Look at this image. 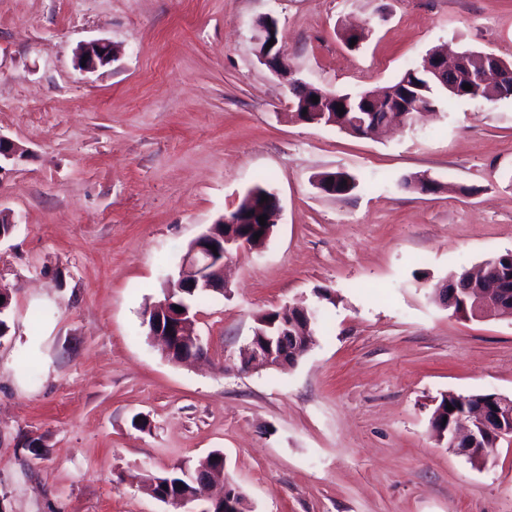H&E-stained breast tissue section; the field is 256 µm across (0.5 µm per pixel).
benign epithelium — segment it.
Instances as JSON below:
<instances>
[{
  "instance_id": "7a95c632",
  "label": "benign epithelium",
  "mask_w": 512,
  "mask_h": 512,
  "mask_svg": "<svg viewBox=\"0 0 512 512\" xmlns=\"http://www.w3.org/2000/svg\"><path fill=\"white\" fill-rule=\"evenodd\" d=\"M278 38V31L262 23L257 24L256 45L259 58L278 76L291 78L293 72L280 51L278 44L267 47L271 39ZM470 54L460 52L453 58L439 50L429 52L426 57L427 69L443 86L455 93L467 94L471 99L500 96H512V66L493 53L483 54L484 64L471 68L468 64ZM77 63H85L83 70L94 72L114 60L113 46L103 40L92 41L80 47L76 55ZM456 65L467 71V84L472 89L467 91L458 84L443 81V74L448 66ZM433 104L422 103L409 98L398 100L395 112L412 118L422 112L432 110ZM26 155V149L11 139L0 135V178L10 173V168ZM279 211V201L266 212V225L247 227L248 218L235 210H230L221 219L224 233L215 236L205 231L193 239L183 257L177 283L186 288L212 290L225 288L224 259L230 251L241 246H254L267 240L274 227V218ZM262 232L259 239H253L257 232ZM216 246L211 250L210 246ZM462 279L468 287L461 292L471 297L470 307L461 310L475 318L496 316L505 310L506 293L502 288V275L498 267L484 264L476 271H466ZM278 326L265 321H256L247 345V364L253 369H284L297 364L309 348L312 336V322L308 316V305L300 302L285 305L277 310ZM184 322L176 327L179 342L191 348L190 358L206 357L207 349L201 337L195 332L198 314L190 317L180 315ZM439 441L446 442L448 449L467 459H479L486 464L494 454L500 440L512 437V397L499 393H487L482 398L467 397L461 399V410L448 424L433 429Z\"/></svg>"
}]
</instances>
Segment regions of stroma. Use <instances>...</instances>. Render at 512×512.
<instances>
[{
	"label": "stroma",
	"mask_w": 512,
	"mask_h": 512,
	"mask_svg": "<svg viewBox=\"0 0 512 512\" xmlns=\"http://www.w3.org/2000/svg\"><path fill=\"white\" fill-rule=\"evenodd\" d=\"M267 16L296 77L331 92L379 90L436 47L512 62V0H0V135L29 152L0 178V512H173L143 480L215 450L250 512H512V439L476 469L431 430L442 395H512V317L433 299L512 251V97L440 93L372 139L302 123L256 52ZM94 40L117 55L88 73ZM326 171L359 186L323 194ZM415 173L438 189L403 188ZM258 184L273 233L199 306L207 361L171 362L141 312ZM319 288L298 364L243 369L256 316Z\"/></svg>",
	"instance_id": "35a3bbf8"
}]
</instances>
